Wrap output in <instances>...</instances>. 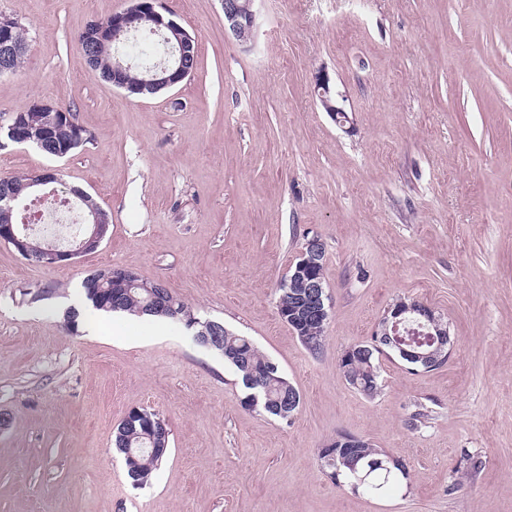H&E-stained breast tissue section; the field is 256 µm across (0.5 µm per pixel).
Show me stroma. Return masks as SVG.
<instances>
[{"label": "stroma", "mask_w": 512, "mask_h": 512, "mask_svg": "<svg viewBox=\"0 0 512 512\" xmlns=\"http://www.w3.org/2000/svg\"><path fill=\"white\" fill-rule=\"evenodd\" d=\"M165 4L196 39V69L129 96L77 45L128 0H0L27 37L19 70L0 75V125L51 103L91 135L62 159L1 143L0 175L56 171L110 222L64 266L0 242V409L13 416L0 512H512V0H258L248 49L222 0ZM321 69L345 126L316 97ZM312 235L332 303L317 355L276 306ZM113 267L251 337L299 410L248 407L233 368L181 324L159 333L116 313L117 334L69 330L59 309ZM401 299L447 321L451 355L417 372L381 357L382 390L366 397L340 355ZM133 410L170 430L141 487L114 447ZM344 434L402 463V483L372 495L331 480L320 450Z\"/></svg>", "instance_id": "stroma-1"}]
</instances>
